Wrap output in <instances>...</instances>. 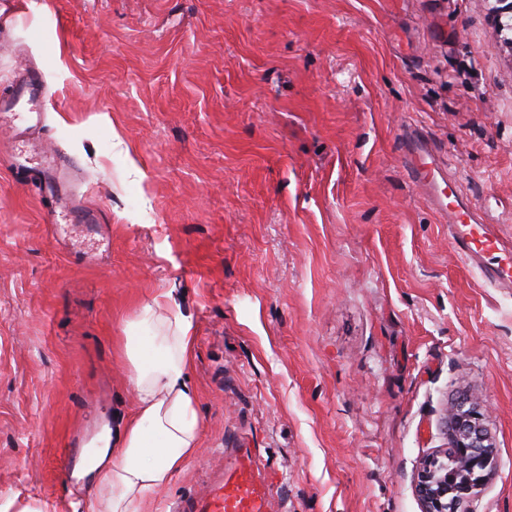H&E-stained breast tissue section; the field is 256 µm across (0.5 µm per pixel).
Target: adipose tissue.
I'll list each match as a JSON object with an SVG mask.
<instances>
[{
    "label": "adipose tissue",
    "instance_id": "adipose-tissue-1",
    "mask_svg": "<svg viewBox=\"0 0 512 512\" xmlns=\"http://www.w3.org/2000/svg\"><path fill=\"white\" fill-rule=\"evenodd\" d=\"M142 322L152 336L129 337L127 357L135 408L87 459L91 512H147L150 496L169 483L199 446L198 392L190 383L192 324L156 298Z\"/></svg>",
    "mask_w": 512,
    "mask_h": 512
}]
</instances>
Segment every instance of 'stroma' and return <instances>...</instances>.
<instances>
[{
  "label": "stroma",
  "instance_id": "stroma-1",
  "mask_svg": "<svg viewBox=\"0 0 512 512\" xmlns=\"http://www.w3.org/2000/svg\"><path fill=\"white\" fill-rule=\"evenodd\" d=\"M496 0H36L0 21V97L53 96L34 141L101 220L62 242L0 130V497L70 500L57 450L129 415L126 337L191 321L200 448L275 473L273 512H421L412 482L463 396L495 453L474 512H512V288L450 242L417 138L512 246V30ZM37 70H32L27 79L19 86L17 97L21 98L26 93L46 105L52 103V95L46 83L38 76Z\"/></svg>",
  "mask_w": 512,
  "mask_h": 512
}]
</instances>
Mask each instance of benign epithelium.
<instances>
[{
  "instance_id": "7a95c632",
  "label": "benign epithelium",
  "mask_w": 512,
  "mask_h": 512,
  "mask_svg": "<svg viewBox=\"0 0 512 512\" xmlns=\"http://www.w3.org/2000/svg\"><path fill=\"white\" fill-rule=\"evenodd\" d=\"M484 420L465 399L453 405L445 419L448 447L427 456L415 480L421 512H468L494 453Z\"/></svg>"
}]
</instances>
